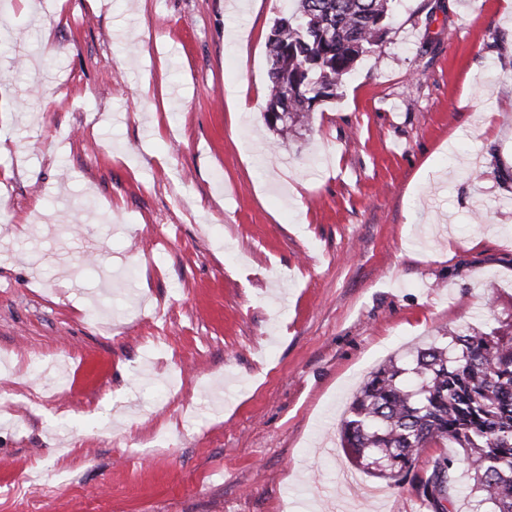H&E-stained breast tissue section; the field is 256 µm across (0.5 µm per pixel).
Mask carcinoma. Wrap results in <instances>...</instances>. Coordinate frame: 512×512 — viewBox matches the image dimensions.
Instances as JSON below:
<instances>
[{
  "instance_id": "1",
  "label": "carcinoma",
  "mask_w": 512,
  "mask_h": 512,
  "mask_svg": "<svg viewBox=\"0 0 512 512\" xmlns=\"http://www.w3.org/2000/svg\"><path fill=\"white\" fill-rule=\"evenodd\" d=\"M394 0H296L268 35L266 121L282 139L309 125L313 102L332 96L373 51L393 19ZM341 446L357 466L395 484L423 449L452 442L465 468L439 456L420 481L429 512H451L462 478L474 474L472 512H512V329H466L414 347L412 363L391 357L372 371L349 408Z\"/></svg>"
}]
</instances>
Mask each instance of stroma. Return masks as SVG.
Wrapping results in <instances>:
<instances>
[{"mask_svg":"<svg viewBox=\"0 0 512 512\" xmlns=\"http://www.w3.org/2000/svg\"><path fill=\"white\" fill-rule=\"evenodd\" d=\"M293 7L0 0V512H428L339 432L512 323V0H395L284 143Z\"/></svg>","mask_w":512,"mask_h":512,"instance_id":"1","label":"stroma"}]
</instances>
